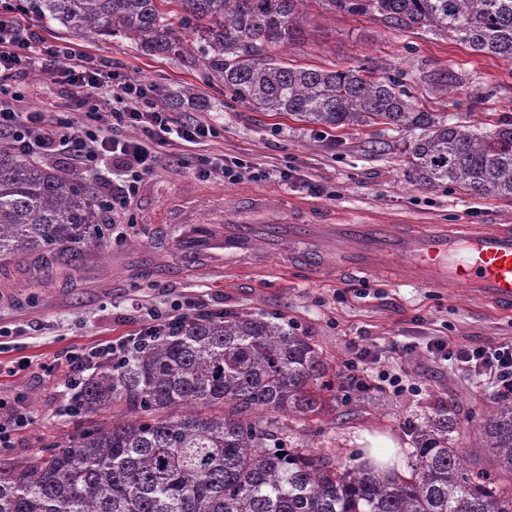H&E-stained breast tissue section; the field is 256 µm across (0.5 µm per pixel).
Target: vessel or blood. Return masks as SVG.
Here are the masks:
<instances>
[{
    "label": "vessel or blood",
    "mask_w": 512,
    "mask_h": 512,
    "mask_svg": "<svg viewBox=\"0 0 512 512\" xmlns=\"http://www.w3.org/2000/svg\"><path fill=\"white\" fill-rule=\"evenodd\" d=\"M254 235L269 245L289 242L284 264L323 278L367 275L390 266L400 282L461 287L512 312V226L507 224L482 230L432 226L419 231L407 224L272 223L251 230L228 223L210 246L230 258H248Z\"/></svg>",
    "instance_id": "obj_1"
}]
</instances>
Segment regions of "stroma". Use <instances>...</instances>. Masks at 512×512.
<instances>
[{"mask_svg": "<svg viewBox=\"0 0 512 512\" xmlns=\"http://www.w3.org/2000/svg\"><path fill=\"white\" fill-rule=\"evenodd\" d=\"M307 11L312 22L305 39L277 49L283 60L327 70L378 65L401 75L424 110L451 123L489 130L512 118V62L472 52L444 36L395 28L378 16L328 12L313 0ZM31 29L46 44L73 49L99 70L155 84L159 93L195 88L198 102L173 108V117L208 121L219 135L194 148L160 147L153 174L126 208L104 216L111 226L104 245L90 250L78 269L37 258L0 265V398L16 401L30 421L12 447H0V463L25 461L97 423L94 415L58 412L68 352L136 333L152 312L189 299L230 314L281 318L323 350L338 373L335 408L316 421L289 422L291 443L354 464L360 454L355 434L376 431L399 442L406 462L414 448L413 426L443 409L454 422L466 465L491 467L473 442L495 392L435 359L426 343L434 336L473 347L512 339V314L461 288L436 291L388 274L313 281L304 272L282 269L274 256L264 268L220 262L182 268L177 261L197 225L215 229L228 216L245 224L269 221L270 213L250 208L255 194L288 203L310 222L338 224L512 225V201L416 185L403 165L415 132L310 125L238 100L193 53L148 56L119 36L80 39L58 24L38 21ZM442 71L452 75L453 88L439 97L429 89ZM14 87L28 110L43 113L47 121L73 110L61 85L40 71L18 78ZM201 157L238 167V180L202 179L194 170ZM254 168L271 172V179L254 181ZM285 169L292 177L277 179ZM394 344L412 351L392 353ZM361 347L385 354L380 364L369 366L370 377L382 371L401 376L404 391L374 387L356 400L347 366Z\"/></svg>", "mask_w": 512, "mask_h": 512, "instance_id": "35a3bbf8", "label": "stroma"}]
</instances>
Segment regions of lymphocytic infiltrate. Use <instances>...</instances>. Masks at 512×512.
Wrapping results in <instances>:
<instances>
[{
    "label": "lymphocytic infiltrate",
    "instance_id": "obj_1",
    "mask_svg": "<svg viewBox=\"0 0 512 512\" xmlns=\"http://www.w3.org/2000/svg\"><path fill=\"white\" fill-rule=\"evenodd\" d=\"M40 68L60 79L74 102L77 119L47 124L38 112L24 111L21 93L9 92L4 84L14 75ZM153 86L118 72L102 73L72 52L40 47L25 18L0 19V132L10 131L18 150L26 156L48 158L67 152L74 165L83 170L112 166L123 181L120 198L135 195L152 174L157 156L145 146V139L157 133H171L182 146L203 143L215 128L204 121L175 124L169 112L151 103ZM110 108L118 126L140 131L137 139L103 133L98 122L102 108ZM198 304L187 303L175 313L154 316L150 325L119 341L70 352L66 358L64 387L68 399L64 413H78V396L84 374L100 364L120 365L139 348L179 329L182 321L200 315ZM427 348L440 359L451 362L471 377L488 382L498 396L512 398V341L481 347L449 346L442 338L431 339Z\"/></svg>",
    "mask_w": 512,
    "mask_h": 512
}]
</instances>
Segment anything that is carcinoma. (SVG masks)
<instances>
[{
  "label": "carcinoma",
  "mask_w": 512,
  "mask_h": 512,
  "mask_svg": "<svg viewBox=\"0 0 512 512\" xmlns=\"http://www.w3.org/2000/svg\"><path fill=\"white\" fill-rule=\"evenodd\" d=\"M308 0H28L73 36H120L148 55L183 50L171 19L202 40L201 62L239 100L329 129H419L405 162L417 185L512 200V119L492 131L419 109L375 66L324 70L269 54L300 40ZM378 13L512 61V0H314ZM95 197L68 171L0 149V263L48 256L69 269L102 245ZM322 350L276 317L212 314L86 377L85 413L125 407L78 438L0 468V512H512V400L493 403L466 467L439 412L415 427L408 471L380 476L314 451L271 447L283 422L336 399Z\"/></svg>",
  "instance_id": "cac0c4a2"
}]
</instances>
